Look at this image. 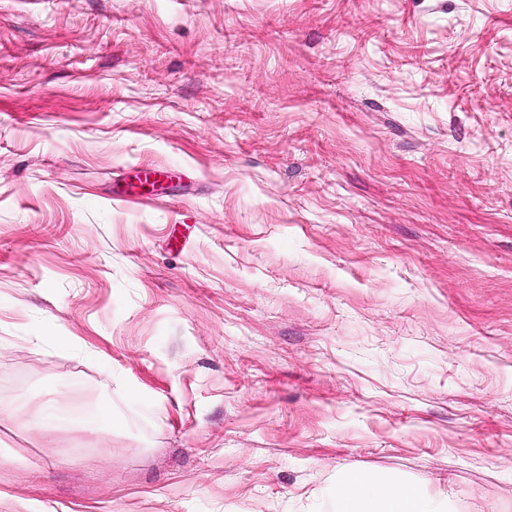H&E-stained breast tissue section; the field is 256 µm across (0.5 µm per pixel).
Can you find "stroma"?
<instances>
[{
  "mask_svg": "<svg viewBox=\"0 0 512 512\" xmlns=\"http://www.w3.org/2000/svg\"><path fill=\"white\" fill-rule=\"evenodd\" d=\"M354 469L512 512V0H0V512Z\"/></svg>",
  "mask_w": 512,
  "mask_h": 512,
  "instance_id": "stroma-1",
  "label": "stroma"
}]
</instances>
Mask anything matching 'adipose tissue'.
<instances>
[{
  "label": "adipose tissue",
  "mask_w": 512,
  "mask_h": 512,
  "mask_svg": "<svg viewBox=\"0 0 512 512\" xmlns=\"http://www.w3.org/2000/svg\"><path fill=\"white\" fill-rule=\"evenodd\" d=\"M333 500L335 512H448L447 498L422 496L366 469L342 475Z\"/></svg>",
  "instance_id": "1"
}]
</instances>
